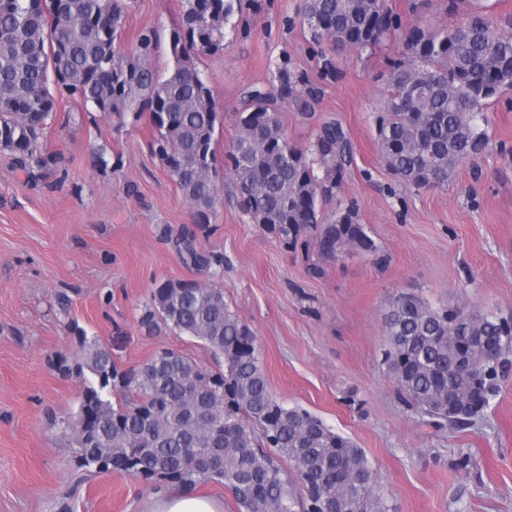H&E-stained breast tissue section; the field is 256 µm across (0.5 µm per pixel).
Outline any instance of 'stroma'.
Wrapping results in <instances>:
<instances>
[{
  "instance_id": "1",
  "label": "stroma",
  "mask_w": 512,
  "mask_h": 512,
  "mask_svg": "<svg viewBox=\"0 0 512 512\" xmlns=\"http://www.w3.org/2000/svg\"><path fill=\"white\" fill-rule=\"evenodd\" d=\"M303 3L245 7L227 51L197 58L224 118L216 153L230 148L245 90L274 80L276 62L288 59L317 98L312 122L283 108L285 133L303 145L319 122L342 124L354 161L337 199L357 208L376 253L317 260L286 247L228 199L210 224L198 226L151 151L149 118L121 126L59 99L45 137L59 157L54 172L29 179L0 151V512H146L152 484L78 468L69 435L52 426L77 411L83 388L54 362L61 354L79 359L77 326L122 370L163 349L213 366L200 340L139 326L153 288L168 279L223 288L255 334L273 395L362 448L390 512H512V376L473 424L433 426L398 395L383 363L382 323L386 304L402 293L512 315V92L487 105V151L461 164L448 185L407 189L382 161L374 123L400 39L332 53L333 67L325 69L303 24ZM179 21V0H131L120 46L156 28L153 64L164 69ZM101 148L105 169L96 161ZM186 230L198 248L223 253L220 276L184 262L177 241ZM315 261L323 275L309 273ZM467 458L473 464L466 468Z\"/></svg>"
}]
</instances>
